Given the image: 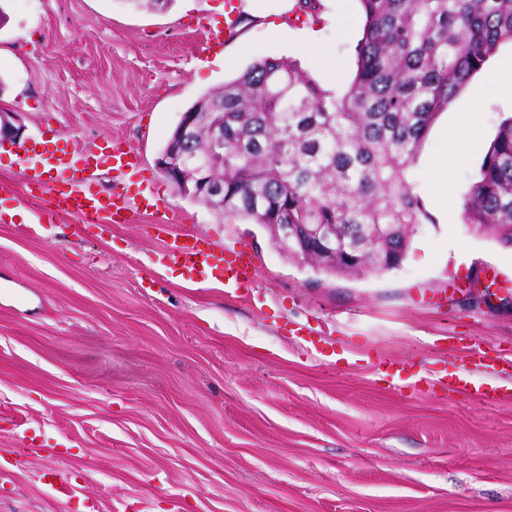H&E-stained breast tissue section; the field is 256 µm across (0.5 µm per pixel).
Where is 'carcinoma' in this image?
Instances as JSON below:
<instances>
[{
    "mask_svg": "<svg viewBox=\"0 0 512 512\" xmlns=\"http://www.w3.org/2000/svg\"><path fill=\"white\" fill-rule=\"evenodd\" d=\"M356 72L337 94L297 61L263 58L191 112L224 119L226 220L333 224L336 256L312 269L347 277L401 266L412 227L432 221L411 169L433 122L499 49L512 44V0H360ZM204 164L210 146L184 147ZM464 217L512 247V116L501 120Z\"/></svg>",
    "mask_w": 512,
    "mask_h": 512,
    "instance_id": "obj_1",
    "label": "carcinoma"
}]
</instances>
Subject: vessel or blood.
Returning <instances> with one entry per match:
<instances>
[{
    "mask_svg": "<svg viewBox=\"0 0 512 512\" xmlns=\"http://www.w3.org/2000/svg\"><path fill=\"white\" fill-rule=\"evenodd\" d=\"M237 21L236 0H225L223 20L209 19L202 24L208 42L223 43L225 35ZM82 162L88 169L108 163L119 173L133 175L137 174L139 166V159L133 151L122 149L109 139L99 144L96 151L83 156ZM52 200L56 214L77 218L85 224H124L139 208L136 198L125 193L116 192L103 199L80 186L57 190ZM159 231L164 235V259L183 268L191 280L204 282L217 273L224 280L226 293L236 294L253 288L255 266L248 252L230 245H217L191 234L175 233L168 224L160 225ZM452 378L456 389L480 399H492L501 392L500 387L480 381L466 371L454 372Z\"/></svg>",
    "mask_w": 512,
    "mask_h": 512,
    "instance_id": "vessel-or-blood-1",
    "label": "vessel or blood"
}]
</instances>
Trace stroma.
I'll use <instances>...</instances> for the list:
<instances>
[{"label": "stroma", "instance_id": "stroma-1", "mask_svg": "<svg viewBox=\"0 0 512 512\" xmlns=\"http://www.w3.org/2000/svg\"><path fill=\"white\" fill-rule=\"evenodd\" d=\"M223 2L0 0V116L23 132L0 145V512H512V390L480 400L448 388L473 352L498 368L512 358V247L464 219L512 114L498 88L512 46L430 127L412 172L432 220L401 266L325 276L156 166L183 113L254 61L296 60L329 89L355 74L358 33L305 15L285 41L246 20L206 45L201 22ZM310 27L320 46L299 38ZM224 49L232 67L216 59ZM105 136L134 149L141 176L103 165L88 188L133 196L151 180L175 232L253 255L263 306L167 265L154 210L37 223L51 197L24 185L22 150L35 148L34 164L76 161ZM477 278L493 298L469 292ZM53 469L66 492L42 481Z\"/></svg>", "mask_w": 512, "mask_h": 512}]
</instances>
